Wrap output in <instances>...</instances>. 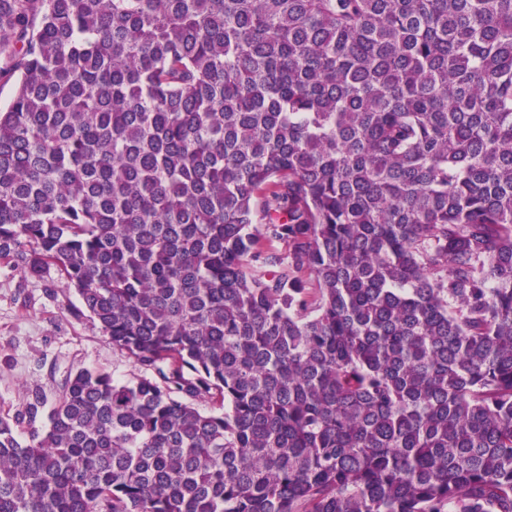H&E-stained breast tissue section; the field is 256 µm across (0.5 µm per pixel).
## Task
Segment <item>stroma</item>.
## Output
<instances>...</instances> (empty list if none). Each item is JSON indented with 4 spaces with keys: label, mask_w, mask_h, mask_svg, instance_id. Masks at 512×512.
<instances>
[{
    "label": "stroma",
    "mask_w": 512,
    "mask_h": 512,
    "mask_svg": "<svg viewBox=\"0 0 512 512\" xmlns=\"http://www.w3.org/2000/svg\"><path fill=\"white\" fill-rule=\"evenodd\" d=\"M78 307L75 291L64 288L56 271L27 278L0 263V414L14 413L35 388L55 397L65 376L81 367L124 381L142 376Z\"/></svg>",
    "instance_id": "stroma-1"
}]
</instances>
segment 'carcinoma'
Here are the masks:
<instances>
[{"label": "carcinoma", "mask_w": 512, "mask_h": 512, "mask_svg": "<svg viewBox=\"0 0 512 512\" xmlns=\"http://www.w3.org/2000/svg\"><path fill=\"white\" fill-rule=\"evenodd\" d=\"M0 81V262L145 372L0 512H512V0H0Z\"/></svg>", "instance_id": "carcinoma-1"}]
</instances>
